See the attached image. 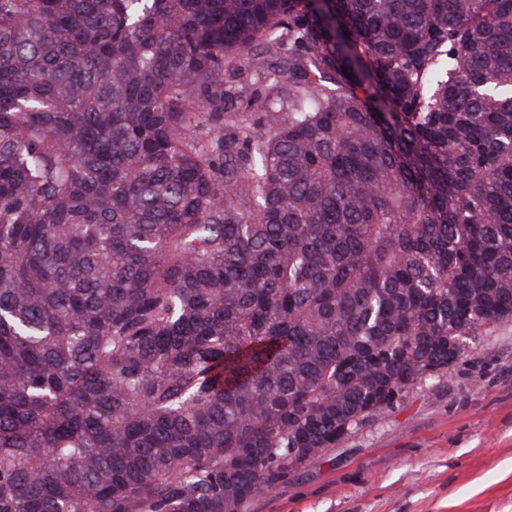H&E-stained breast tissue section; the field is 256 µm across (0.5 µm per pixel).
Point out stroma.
I'll return each mask as SVG.
<instances>
[{
	"label": "stroma",
	"mask_w": 512,
	"mask_h": 512,
	"mask_svg": "<svg viewBox=\"0 0 512 512\" xmlns=\"http://www.w3.org/2000/svg\"><path fill=\"white\" fill-rule=\"evenodd\" d=\"M250 512H512V323Z\"/></svg>",
	"instance_id": "35a3bbf8"
}]
</instances>
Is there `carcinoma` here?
I'll list each match as a JSON object with an SVG mask.
<instances>
[{"instance_id": "carcinoma-1", "label": "carcinoma", "mask_w": 512, "mask_h": 512, "mask_svg": "<svg viewBox=\"0 0 512 512\" xmlns=\"http://www.w3.org/2000/svg\"><path fill=\"white\" fill-rule=\"evenodd\" d=\"M511 321L512 0H0V512H248Z\"/></svg>"}]
</instances>
